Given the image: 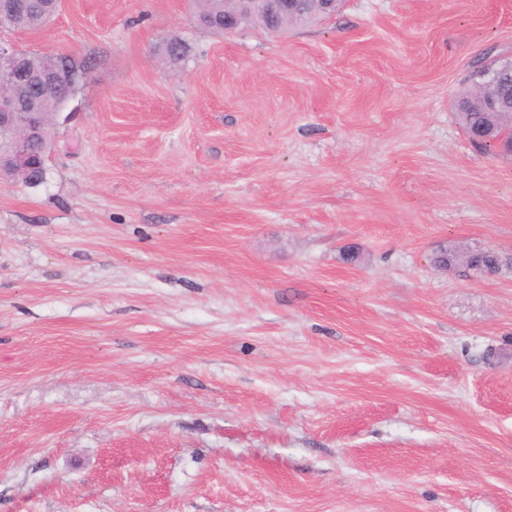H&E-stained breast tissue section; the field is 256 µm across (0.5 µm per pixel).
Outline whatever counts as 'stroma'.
<instances>
[{"label":"stroma","instance_id":"obj_1","mask_svg":"<svg viewBox=\"0 0 512 512\" xmlns=\"http://www.w3.org/2000/svg\"><path fill=\"white\" fill-rule=\"evenodd\" d=\"M16 40L94 67L44 182L0 178V512H512V158L453 107L512 0H62ZM232 11H224V0H195L196 19L206 29L216 32H234L236 19L245 13L256 0H230ZM502 257L490 249H476L456 252L448 248H441L435 258V263L442 268L455 270L463 268L477 275L491 274Z\"/></svg>","mask_w":512,"mask_h":512}]
</instances>
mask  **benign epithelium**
Instances as JSON below:
<instances>
[{
  "label": "benign epithelium",
  "instance_id": "7a95c632",
  "mask_svg": "<svg viewBox=\"0 0 512 512\" xmlns=\"http://www.w3.org/2000/svg\"><path fill=\"white\" fill-rule=\"evenodd\" d=\"M235 9L224 12V31L236 29V19L254 0H231ZM271 19L296 8V0H261ZM33 9V0H0V33L11 31L9 19ZM24 51L11 38L0 36V176L15 171L29 174L45 170L51 150L46 123L41 113L21 105L16 89L23 81ZM487 89V106L492 112L512 113V92L507 91L501 63L494 62L476 75Z\"/></svg>",
  "mask_w": 512,
  "mask_h": 512
}]
</instances>
